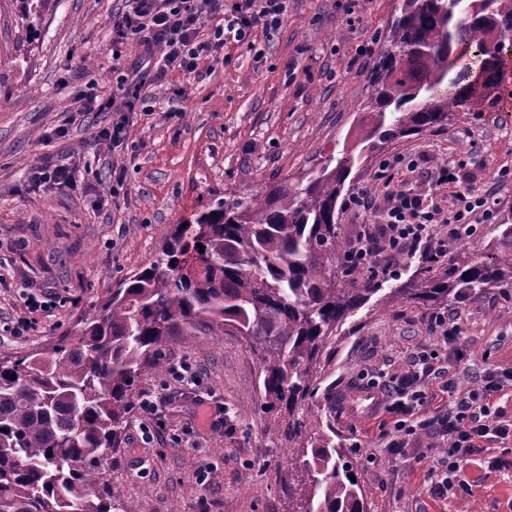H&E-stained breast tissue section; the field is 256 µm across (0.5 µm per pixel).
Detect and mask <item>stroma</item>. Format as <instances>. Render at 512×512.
Masks as SVG:
<instances>
[{"mask_svg": "<svg viewBox=\"0 0 512 512\" xmlns=\"http://www.w3.org/2000/svg\"><path fill=\"white\" fill-rule=\"evenodd\" d=\"M402 0H288L277 29L228 39L218 60L195 73L160 77L127 42L150 96L147 112L131 116L123 147L100 135L112 111L72 113L88 92L111 97L112 20L126 0H51L37 23L19 0H0V357L46 351L76 335L80 321L108 298L116 281L161 255L176 225L231 193H253L282 179H302L314 165L352 146L363 125L368 76ZM372 51L362 54L361 47ZM74 170V185H33L43 159ZM391 169L382 170L383 161ZM459 175L489 197L494 220L469 238L452 240L434 226L447 257L486 259L498 236L495 219L512 212V106L488 101L456 113L448 125L389 141L357 163L344 195L371 189L368 213L339 209L345 243L378 228L394 206L392 190L419 196L427 210L447 211L450 190L431 179L436 167ZM380 291L336 329L317 367L313 398L296 417L318 419L341 448L362 490L364 512H512V453L489 468L496 449L467 462V491L435 497L431 487L443 456L426 429L407 437L400 453L376 447L390 421L387 386L411 356L425 351L434 367L455 373L463 391L480 386L487 369H512V291H491L446 304L390 299L392 288L426 278L420 255L381 254ZM36 293L52 310L36 313L27 335L13 326L24 298ZM458 329L465 356L449 357L433 314ZM167 363L188 364L193 383L170 373L139 379L133 410L105 477L137 512H292L288 441L278 417L265 413L264 388L248 340L234 331H200L173 340ZM220 405L224 424L209 429L198 399ZM207 468L209 480L196 474Z\"/></svg>", "mask_w": 512, "mask_h": 512, "instance_id": "obj_1", "label": "stroma"}]
</instances>
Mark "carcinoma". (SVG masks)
Returning <instances> with one entry per match:
<instances>
[{
  "label": "carcinoma",
  "instance_id": "obj_1",
  "mask_svg": "<svg viewBox=\"0 0 512 512\" xmlns=\"http://www.w3.org/2000/svg\"><path fill=\"white\" fill-rule=\"evenodd\" d=\"M507 33L512 0H403L368 80L364 109L374 121L359 157L495 95ZM461 45L474 50L476 79L446 85ZM355 157L347 149L297 184L232 194L194 223L176 225L162 255L121 279L82 321L74 345L0 360V512H135L112 493L104 468L122 443L136 382L166 368L173 338L186 341L201 328L222 336L228 327L257 350L263 408L288 410V446L302 448L288 457L294 512H363L342 452L320 424L295 417L315 391L326 340L379 291L376 272L346 263L336 224ZM498 226L488 260L450 259L440 274L396 288L393 297L443 304L512 288V213ZM195 259L208 267L185 275Z\"/></svg>",
  "mask_w": 512,
  "mask_h": 512
}]
</instances>
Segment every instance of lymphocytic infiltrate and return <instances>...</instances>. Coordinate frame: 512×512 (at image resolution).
<instances>
[{
	"label": "lymphocytic infiltrate",
	"instance_id": "1",
	"mask_svg": "<svg viewBox=\"0 0 512 512\" xmlns=\"http://www.w3.org/2000/svg\"><path fill=\"white\" fill-rule=\"evenodd\" d=\"M287 0H132L131 7L112 23L115 44L135 39L143 48L145 58L160 54V72L194 73L203 57L213 55L224 47L226 36L236 40L249 37L254 28L280 27L286 17ZM212 15L223 18L208 38H200L204 21ZM438 182L454 184L451 200L456 207L448 216V235L463 239L474 235L478 220H489L492 209L484 197L470 198L467 188L458 186V178L448 167L437 168ZM396 204L390 208L378 231L361 232L348 250L351 262L363 268L373 267L382 248L398 253L421 252L424 259L433 261L439 256L432 250L431 212L422 208L417 196L398 189ZM420 214L415 224L405 221L406 212ZM428 354H417L410 367L395 379L396 399L389 404L393 416V437L387 443L389 451H399L406 437L430 425H437L445 454L438 461L442 471L432 492L444 497L448 492L467 487L463 461L483 453L489 445L512 447V412L500 406L505 390L512 388V371L492 369L486 372L481 386L464 392L456 376H449L442 387L448 395V409L437 420L420 416L427 396L422 388L430 370Z\"/></svg>",
	"mask_w": 512,
	"mask_h": 512
}]
</instances>
